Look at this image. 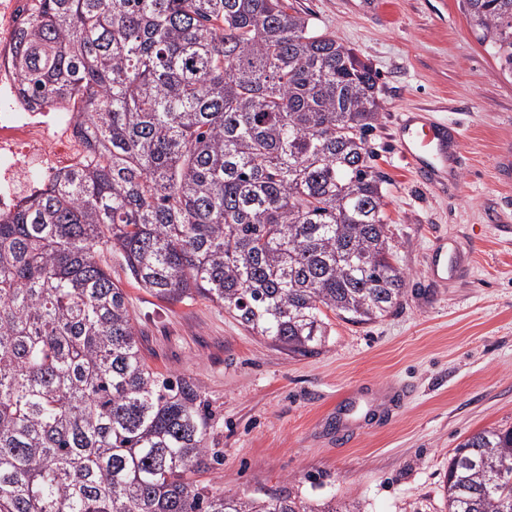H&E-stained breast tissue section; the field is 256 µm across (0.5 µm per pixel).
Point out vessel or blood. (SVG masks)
<instances>
[{
	"label": "vessel or blood",
	"mask_w": 512,
	"mask_h": 512,
	"mask_svg": "<svg viewBox=\"0 0 512 512\" xmlns=\"http://www.w3.org/2000/svg\"><path fill=\"white\" fill-rule=\"evenodd\" d=\"M461 140V132L447 134L442 124L412 123L404 131L401 146L420 178L435 186L443 172L452 169Z\"/></svg>",
	"instance_id": "vessel-or-blood-1"
}]
</instances>
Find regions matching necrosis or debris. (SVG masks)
Wrapping results in <instances>:
<instances>
[{"label":"necrosis or debris","instance_id":"obj_1","mask_svg":"<svg viewBox=\"0 0 512 512\" xmlns=\"http://www.w3.org/2000/svg\"><path fill=\"white\" fill-rule=\"evenodd\" d=\"M24 0H0V217L11 215L39 179L80 166L89 154L72 109L31 111L10 64Z\"/></svg>","mask_w":512,"mask_h":512}]
</instances>
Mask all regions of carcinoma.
I'll return each mask as SVG.
<instances>
[{"label":"carcinoma","mask_w":512,"mask_h":512,"mask_svg":"<svg viewBox=\"0 0 512 512\" xmlns=\"http://www.w3.org/2000/svg\"><path fill=\"white\" fill-rule=\"evenodd\" d=\"M33 109L80 102L90 162L0 218V512H339L208 494L194 385L143 356L126 293L197 296L292 354L406 287L368 134L378 76L282 0H29ZM512 74V0H462ZM448 512H512V429L448 461Z\"/></svg>","instance_id":"obj_1"}]
</instances>
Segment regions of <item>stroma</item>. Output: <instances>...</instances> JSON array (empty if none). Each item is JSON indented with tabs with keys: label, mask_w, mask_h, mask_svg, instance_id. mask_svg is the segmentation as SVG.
<instances>
[{
	"label": "stroma",
	"mask_w": 512,
	"mask_h": 512,
	"mask_svg": "<svg viewBox=\"0 0 512 512\" xmlns=\"http://www.w3.org/2000/svg\"><path fill=\"white\" fill-rule=\"evenodd\" d=\"M377 71L368 137L388 179L385 213L406 288L367 324L332 318L317 352L294 355L204 298L168 303L123 281L140 347L189 381L214 455L201 485L241 496L287 490L357 512H445L448 459L472 434L512 427V75L461 0H284ZM421 113L462 129L460 166L422 183L395 138ZM462 247L466 277L431 275L436 243ZM412 396L386 423L367 402Z\"/></svg>",
	"instance_id": "35a3bbf8"
}]
</instances>
